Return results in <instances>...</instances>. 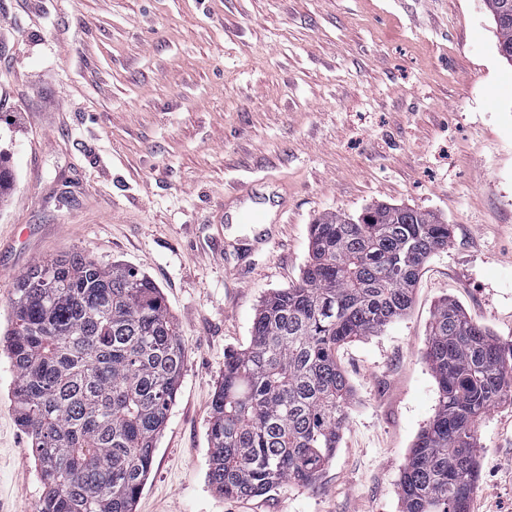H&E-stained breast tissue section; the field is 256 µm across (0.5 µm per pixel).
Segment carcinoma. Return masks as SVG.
Returning <instances> with one entry per match:
<instances>
[{
  "mask_svg": "<svg viewBox=\"0 0 512 512\" xmlns=\"http://www.w3.org/2000/svg\"><path fill=\"white\" fill-rule=\"evenodd\" d=\"M499 2L487 6L501 47L512 45V22L498 19ZM450 236V225L409 207L315 219L299 280L272 291L249 344L224 355L208 430L215 492L252 498L318 481L354 398L339 351L407 313L422 267ZM11 305L3 348L43 485L37 512H134L185 362L161 289L120 262L72 252L20 274ZM424 359L438 404L401 470V512H469L476 425L512 399V340L445 298Z\"/></svg>",
  "mask_w": 512,
  "mask_h": 512,
  "instance_id": "obj_1",
  "label": "carcinoma"
}]
</instances>
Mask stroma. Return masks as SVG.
Here are the masks:
<instances>
[{
  "mask_svg": "<svg viewBox=\"0 0 512 512\" xmlns=\"http://www.w3.org/2000/svg\"><path fill=\"white\" fill-rule=\"evenodd\" d=\"M0 336L16 276L81 252L148 275L186 346L135 512H400L404 457L433 418L422 353L439 299L512 339V65L485 0H0ZM288 191V220L224 221V194ZM450 224L411 310L339 356L355 400L311 486L237 499L208 484L224 355L296 283L309 226L372 205ZM0 353V512L42 494ZM470 512H512V401L477 425Z\"/></svg>",
  "mask_w": 512,
  "mask_h": 512,
  "instance_id": "stroma-1",
  "label": "stroma"
}]
</instances>
